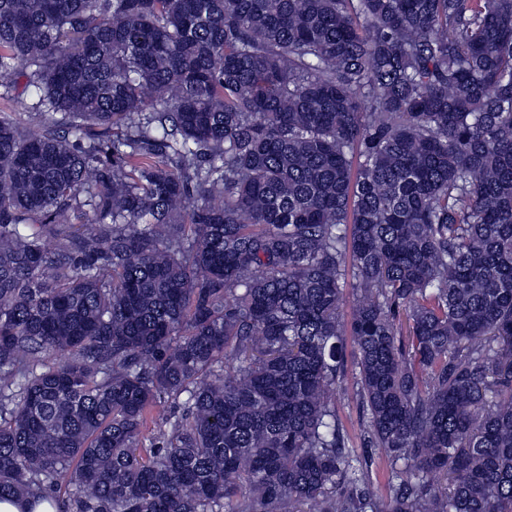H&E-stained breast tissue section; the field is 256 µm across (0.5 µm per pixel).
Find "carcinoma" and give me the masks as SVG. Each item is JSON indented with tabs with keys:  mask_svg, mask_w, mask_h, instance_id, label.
Instances as JSON below:
<instances>
[{
	"mask_svg": "<svg viewBox=\"0 0 512 512\" xmlns=\"http://www.w3.org/2000/svg\"><path fill=\"white\" fill-rule=\"evenodd\" d=\"M19 75L0 500L512 512V0H0ZM23 81L20 79L18 84L10 88L7 98L4 88H0V110L4 107L15 112L26 129L37 131L43 124V117L29 109L31 98L23 92ZM353 353L352 348L350 345V342L348 343L347 348V359H348V388L346 394L343 396L341 403L339 405V414L342 419L343 424L345 425L346 429L348 430L349 434L353 438V441L358 446L356 449L359 453H366L365 448L359 447V440H358V434L359 432V414H358V407L355 399L352 397V372H354V367L352 366L353 362Z\"/></svg>",
	"mask_w": 512,
	"mask_h": 512,
	"instance_id": "1",
	"label": "carcinoma"
}]
</instances>
